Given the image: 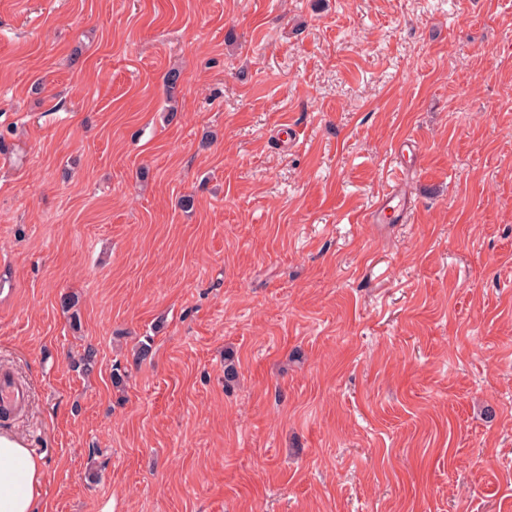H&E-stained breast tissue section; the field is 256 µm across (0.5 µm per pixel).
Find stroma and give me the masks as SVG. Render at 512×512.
<instances>
[{"mask_svg":"<svg viewBox=\"0 0 512 512\" xmlns=\"http://www.w3.org/2000/svg\"><path fill=\"white\" fill-rule=\"evenodd\" d=\"M2 367L42 512H512V0H0ZM411 201L402 190L393 188L387 192L379 201L376 210L371 213V221L374 224L387 222L388 216L397 217L404 214L410 207ZM0 407L12 410L20 405L25 397V390L7 374L0 375Z\"/></svg>","mask_w":512,"mask_h":512,"instance_id":"obj_1","label":"stroma"}]
</instances>
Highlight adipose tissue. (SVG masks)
I'll list each match as a JSON object with an SVG mask.
<instances>
[{"instance_id":"ef3b65f1","label":"adipose tissue","mask_w":512,"mask_h":512,"mask_svg":"<svg viewBox=\"0 0 512 512\" xmlns=\"http://www.w3.org/2000/svg\"><path fill=\"white\" fill-rule=\"evenodd\" d=\"M43 477L41 459L24 439L0 433V512H36L35 490Z\"/></svg>"}]
</instances>
